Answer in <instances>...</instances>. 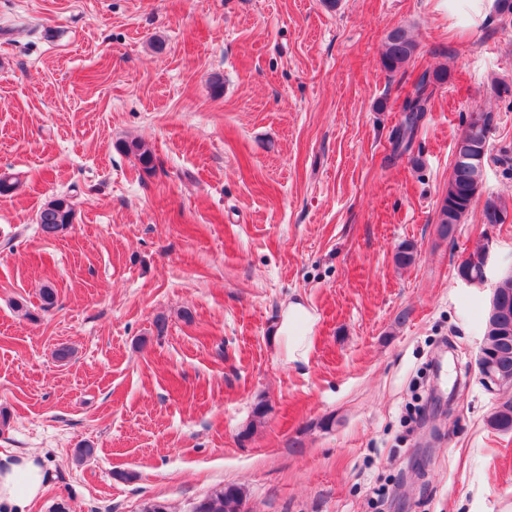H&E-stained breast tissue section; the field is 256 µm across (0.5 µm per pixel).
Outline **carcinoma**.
I'll list each match as a JSON object with an SVG mask.
<instances>
[{
    "label": "carcinoma",
    "mask_w": 512,
    "mask_h": 512,
    "mask_svg": "<svg viewBox=\"0 0 512 512\" xmlns=\"http://www.w3.org/2000/svg\"><path fill=\"white\" fill-rule=\"evenodd\" d=\"M416 50V44L401 27L393 29L387 36L382 63L385 69L394 72L407 63ZM431 93L427 82L420 81L413 94L406 97L402 112L404 117L394 129L391 137V152L387 161L394 163L412 147L419 124L428 112ZM491 115L473 112L469 115L465 130L455 145V161L448 185L437 213L438 234L446 239L453 235L456 226L467 217L475 202L479 172L489 157V142L485 131L490 125ZM74 207L66 197L48 201L38 212V224L42 232L51 237L64 233L73 223ZM478 247L468 254L462 271L474 280H483L482 253ZM503 295L489 299L484 327V350L496 366L497 375L506 388H512V273L499 277ZM490 425L501 432L512 431V398L498 405L496 414L490 417ZM193 512H248L242 488L228 483L197 501Z\"/></svg>",
    "instance_id": "cac0c4a2"
}]
</instances>
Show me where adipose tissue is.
<instances>
[{
  "label": "adipose tissue",
  "instance_id": "ef3b65f1",
  "mask_svg": "<svg viewBox=\"0 0 512 512\" xmlns=\"http://www.w3.org/2000/svg\"><path fill=\"white\" fill-rule=\"evenodd\" d=\"M315 324L314 312L303 302L291 301L284 305L275 336L288 362H309ZM45 488V468L37 457L0 452V512H27Z\"/></svg>",
  "mask_w": 512,
  "mask_h": 512
}]
</instances>
